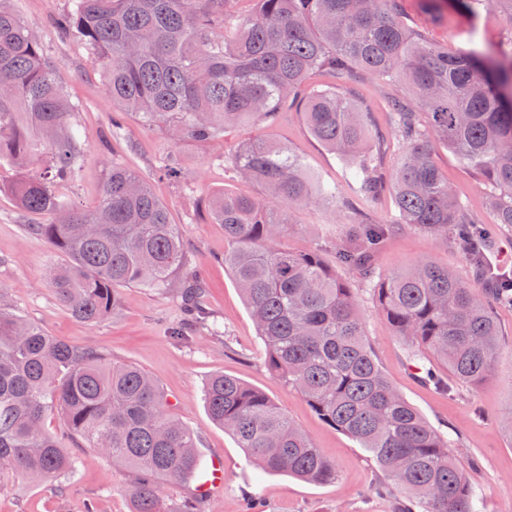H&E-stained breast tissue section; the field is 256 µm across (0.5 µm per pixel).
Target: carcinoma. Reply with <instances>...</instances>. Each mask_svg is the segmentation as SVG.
I'll return each mask as SVG.
<instances>
[{"label":"carcinoma","mask_w":512,"mask_h":512,"mask_svg":"<svg viewBox=\"0 0 512 512\" xmlns=\"http://www.w3.org/2000/svg\"><path fill=\"white\" fill-rule=\"evenodd\" d=\"M14 2L0 0V160L42 162L7 191L21 211L41 219L28 232L69 259L48 273L56 300L95 324L119 307L124 289L152 288L176 294L204 322L205 283L144 178L112 164L91 210L59 194L83 157L76 107ZM237 2L72 0L57 25L98 56L112 103L173 140L207 143L230 127L274 125L295 110L349 163L358 199L392 193L397 215L386 223L353 209L335 266L316 249L293 252L282 243L292 210L336 204V187L287 146L256 138L224 163L267 196L223 191L209 211L212 223L224 225V266L269 371L371 454L383 476L375 493L408 492V504L394 502L393 512H476L475 486L451 442L396 389L366 342L344 275L379 284L374 309L407 342L408 359L432 357L459 384L486 380L499 347L494 309H512V289L499 287L493 236L442 174L434 145L474 169L494 223L512 225V0H454L471 19L481 5L509 6L508 47L466 54L429 37L441 16L436 0H419L424 22L416 27L400 16L399 0H255L248 14ZM357 69L411 96L385 98V130L352 101ZM389 138L399 155L391 171L384 166ZM405 226L450 241L477 278L466 282L432 261L378 272L376 251ZM204 400L260 470L312 483L336 479V464L267 394L220 373ZM52 412L80 447L135 473L134 512H204L197 503L175 511L163 496L162 484L193 478L200 458L195 434L170 413L157 382L91 346L47 334L0 296L1 470L32 481L74 473L77 458L44 428Z\"/></svg>","instance_id":"cac0c4a2"}]
</instances>
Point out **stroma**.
<instances>
[{
	"label": "stroma",
	"mask_w": 512,
	"mask_h": 512,
	"mask_svg": "<svg viewBox=\"0 0 512 512\" xmlns=\"http://www.w3.org/2000/svg\"><path fill=\"white\" fill-rule=\"evenodd\" d=\"M35 37L67 87L78 110L74 130L83 146L78 174L62 193L83 206L97 201L107 170L119 162L148 180L168 207L193 264L207 284L210 323L196 326L178 298L147 288L123 292L121 309L104 320L87 324L72 318L55 299L47 271L65 263L45 241L29 234L28 222L8 194L0 193V292L28 321L49 335L74 344L90 345L116 363H129L153 377L168 396L171 412L198 436L203 465H220L224 489L208 495L204 512H392L388 500L372 492L380 476L376 463L359 444L326 425L307 401L283 386L268 370L264 346L247 305L229 269L224 266V227L212 223L208 201L217 191L240 190L241 184L224 170V156L245 138L263 136L288 145L310 172L334 185L341 199L355 200L344 165L309 132L301 113H283L273 126L248 123L199 145L172 141L160 128L148 127L131 114L120 113L106 94L99 64L77 37L61 38L55 17L68 0H16ZM444 19L431 27L432 39L449 52L495 49L507 36L505 21L494 6L481 8L469 19L443 7ZM120 118L127 136H112V120ZM177 162L186 180L169 183L158 175L161 164ZM437 161L449 182L468 200L484 222L493 215L483 187L469 166L441 147ZM288 230L286 246L295 252L321 248L333 263V245L346 230L345 214L334 207L298 208ZM431 260L462 278L472 272L464 256L434 236L403 228L392 233L376 254L381 272L403 270ZM366 338L383 370L400 393L437 430L453 442L460 459L477 457L481 468L473 476L478 512H512V437L499 422L512 411V310L495 315L501 328L500 350L488 378L479 386L460 387L448 396L424 381L411 366L406 345L379 316L370 290L354 281ZM235 376L262 390L336 464L338 477L330 483H308L288 475L261 472L238 447L234 437L214 423L203 393L214 374ZM79 462L65 482L49 479L31 483L0 471V512H132L130 487L135 476L90 451H77Z\"/></svg>",
	"instance_id": "obj_1"
}]
</instances>
